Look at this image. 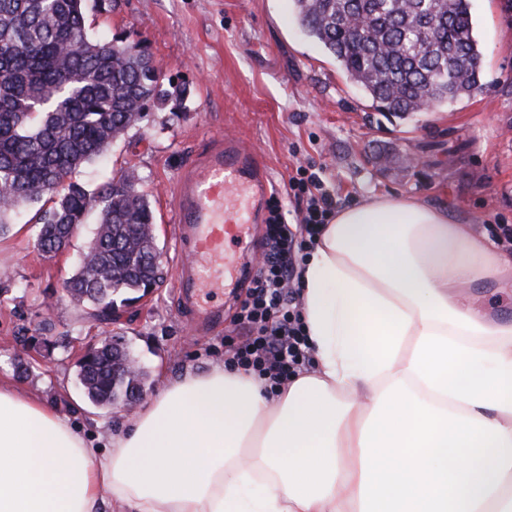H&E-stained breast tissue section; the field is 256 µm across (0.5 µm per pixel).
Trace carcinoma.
I'll list each match as a JSON object with an SVG mask.
<instances>
[{
	"label": "carcinoma",
	"instance_id": "obj_1",
	"mask_svg": "<svg viewBox=\"0 0 512 512\" xmlns=\"http://www.w3.org/2000/svg\"><path fill=\"white\" fill-rule=\"evenodd\" d=\"M293 5L303 32L380 112L404 118L481 90L470 0ZM160 79L144 43L88 34L85 0H0V236L25 204L47 196L37 247L52 256L97 212L64 290L100 322L163 283L166 265L153 261L156 215L134 169L116 174L103 164L92 189L73 175L183 96ZM126 359L111 340L84 356L76 374L91 404H122L142 387L145 372H126Z\"/></svg>",
	"mask_w": 512,
	"mask_h": 512
}]
</instances>
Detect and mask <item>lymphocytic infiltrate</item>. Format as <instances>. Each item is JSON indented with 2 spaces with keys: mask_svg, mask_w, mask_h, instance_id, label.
I'll return each instance as SVG.
<instances>
[{
  "mask_svg": "<svg viewBox=\"0 0 512 512\" xmlns=\"http://www.w3.org/2000/svg\"><path fill=\"white\" fill-rule=\"evenodd\" d=\"M289 185L296 221L288 223L278 197L270 196L263 255L236 315L243 339L227 349L228 364L253 372L271 394L311 362L294 282L300 277L301 251L333 214L332 198L313 170L298 168Z\"/></svg>",
  "mask_w": 512,
  "mask_h": 512,
  "instance_id": "obj_1",
  "label": "lymphocytic infiltrate"
}]
</instances>
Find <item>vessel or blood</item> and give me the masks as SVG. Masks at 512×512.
Masks as SVG:
<instances>
[{
	"mask_svg": "<svg viewBox=\"0 0 512 512\" xmlns=\"http://www.w3.org/2000/svg\"><path fill=\"white\" fill-rule=\"evenodd\" d=\"M174 191L182 253L175 292L188 319L206 326L222 317L212 295L245 274L237 252L250 247V226L265 213L269 181L242 140L215 132L180 172Z\"/></svg>",
	"mask_w": 512,
	"mask_h": 512,
	"instance_id": "b4317fda",
	"label": "vessel or blood"
}]
</instances>
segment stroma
<instances>
[{"instance_id": "stroma-1", "label": "stroma", "mask_w": 512, "mask_h": 512, "mask_svg": "<svg viewBox=\"0 0 512 512\" xmlns=\"http://www.w3.org/2000/svg\"><path fill=\"white\" fill-rule=\"evenodd\" d=\"M482 50V91L471 98L399 119L375 110L323 47L306 36L291 0H116L89 7L90 34L103 32L148 45L162 81L187 89L178 116L157 111L141 130L110 147L114 170L134 168L157 216L159 245L171 272L177 261L173 189L180 170L215 131L240 138L270 174L286 213L295 202L288 180L312 166L335 207L371 193L411 194L447 204L477 230L512 225V0H470ZM415 156L417 166L406 163ZM39 203L20 215L23 227L0 237V268L14 285L0 291V379L57 407L90 439L120 429L130 413L92 406L75 381L77 353L106 332L121 336L148 373L142 401L161 379L203 372L224 361L225 337L237 336L235 305L210 333L188 325L174 279L104 325L88 318L62 290L88 244L85 224L68 250L36 248ZM51 319L63 346L31 351L30 376L15 369L20 335Z\"/></svg>"}]
</instances>
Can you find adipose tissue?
I'll use <instances>...</instances> for the list:
<instances>
[{"instance_id": "obj_1", "label": "adipose tissue", "mask_w": 512, "mask_h": 512, "mask_svg": "<svg viewBox=\"0 0 512 512\" xmlns=\"http://www.w3.org/2000/svg\"><path fill=\"white\" fill-rule=\"evenodd\" d=\"M512 252L448 207L376 194L304 261L311 369L165 382L93 447L0 381V512H512Z\"/></svg>"}]
</instances>
